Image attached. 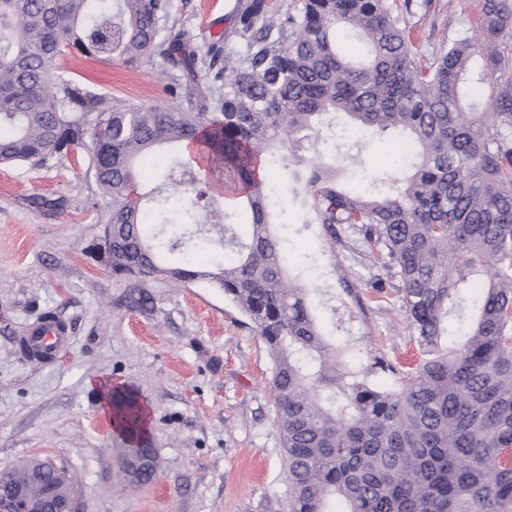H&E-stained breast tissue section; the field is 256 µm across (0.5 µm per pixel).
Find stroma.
Wrapping results in <instances>:
<instances>
[{
	"mask_svg": "<svg viewBox=\"0 0 512 512\" xmlns=\"http://www.w3.org/2000/svg\"><path fill=\"white\" fill-rule=\"evenodd\" d=\"M241 0H173L171 24L198 45L233 46ZM481 0H412L408 15L422 64L470 32ZM53 81H71L118 106L175 104L180 73L161 59L127 63L59 55ZM391 137L372 139L369 168L356 175L325 151L338 186L366 191L393 177ZM111 208L88 158L0 165V468L34 457L62 461L79 485L77 512H287L288 481L269 386L264 342L202 282L112 275L94 245ZM290 199L278 232L330 306L346 319L354 356L417 351L385 272L366 256L356 230L335 252L317 226L303 227ZM66 322L72 343L53 364L23 354L18 336L43 313ZM135 396L146 411L143 447L153 449L152 482L125 479L129 437L116 430L97 382Z\"/></svg>",
	"mask_w": 512,
	"mask_h": 512,
	"instance_id": "1",
	"label": "stroma"
}]
</instances>
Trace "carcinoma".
Here are the masks:
<instances>
[{"instance_id":"obj_1","label":"carcinoma","mask_w":512,"mask_h":512,"mask_svg":"<svg viewBox=\"0 0 512 512\" xmlns=\"http://www.w3.org/2000/svg\"><path fill=\"white\" fill-rule=\"evenodd\" d=\"M395 0H247L240 47L190 46L163 26L169 0H0V164H43L85 153L112 201L115 276L206 281L267 345L288 478V512H512V0H483L477 48L454 39L429 66L413 50ZM354 33L361 47L352 50ZM128 62L160 55L184 70L168 107H115L50 78L63 52ZM494 76L493 91L483 85ZM218 94V111L204 101ZM343 113L357 138L336 134ZM400 146L399 176L375 196L336 186L318 144L365 164L370 136ZM201 143L215 168L247 187L200 223L169 209L195 181L196 156L146 194L139 175L156 150ZM265 172L259 173L260 163ZM303 182L305 223L336 243L357 229L376 249L401 302L419 360L351 357L346 321L323 323L325 293L288 267L274 215ZM224 250L205 267L174 265L187 248ZM480 285L473 314L462 290ZM393 379L378 386L371 377ZM112 422L141 428L135 398L104 388ZM53 460L0 471L35 497L55 482Z\"/></svg>"}]
</instances>
